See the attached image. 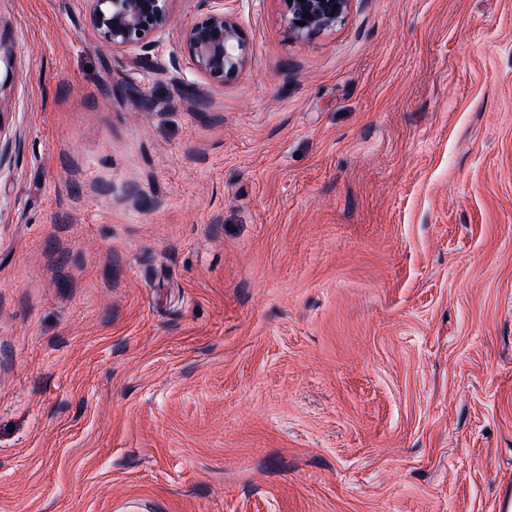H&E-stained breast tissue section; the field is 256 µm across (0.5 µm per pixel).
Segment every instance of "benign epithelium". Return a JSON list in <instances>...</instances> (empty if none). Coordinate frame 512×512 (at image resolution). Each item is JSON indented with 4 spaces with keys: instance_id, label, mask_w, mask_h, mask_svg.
<instances>
[{
    "instance_id": "obj_1",
    "label": "benign epithelium",
    "mask_w": 512,
    "mask_h": 512,
    "mask_svg": "<svg viewBox=\"0 0 512 512\" xmlns=\"http://www.w3.org/2000/svg\"><path fill=\"white\" fill-rule=\"evenodd\" d=\"M89 24L99 40L115 50L142 54L153 37L170 22L171 0H87ZM210 10L200 20L185 27L182 42L196 69L214 82H224L246 64V37L224 12V0H208ZM288 29L300 37L314 36L336 25L350 0H283ZM102 16H97V13ZM306 25L300 26L298 22Z\"/></svg>"
}]
</instances>
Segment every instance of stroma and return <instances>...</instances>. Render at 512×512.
<instances>
[{"mask_svg":"<svg viewBox=\"0 0 512 512\" xmlns=\"http://www.w3.org/2000/svg\"><path fill=\"white\" fill-rule=\"evenodd\" d=\"M208 8L0 0V512H505L512 0ZM171 1L87 0L89 24L99 40L112 49L144 51L152 46L155 34L170 22ZM210 10L185 27L182 42L196 69L214 82L236 76L246 64V37L224 12V0H208ZM212 21V24H209ZM288 29L300 37L314 36L332 28L348 9L350 0H283ZM334 13V16H331ZM296 21H306L300 26Z\"/></svg>","mask_w":512,"mask_h":512,"instance_id":"1","label":"stroma"}]
</instances>
